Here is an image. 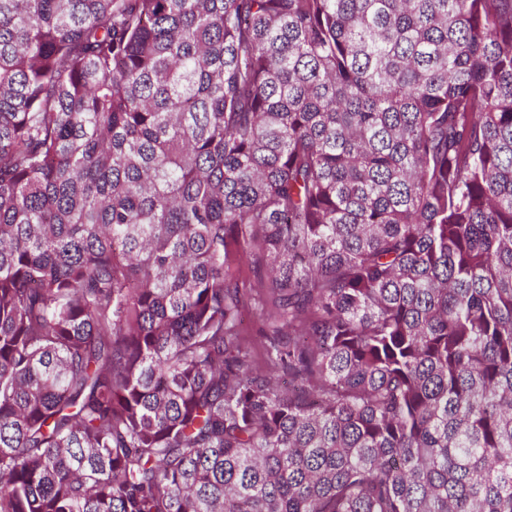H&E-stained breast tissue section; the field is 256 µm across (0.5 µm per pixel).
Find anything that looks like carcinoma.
I'll return each instance as SVG.
<instances>
[{
	"label": "carcinoma",
	"instance_id": "cac0c4a2",
	"mask_svg": "<svg viewBox=\"0 0 512 512\" xmlns=\"http://www.w3.org/2000/svg\"><path fill=\"white\" fill-rule=\"evenodd\" d=\"M0 512H512V0H0Z\"/></svg>",
	"mask_w": 512,
	"mask_h": 512
}]
</instances>
